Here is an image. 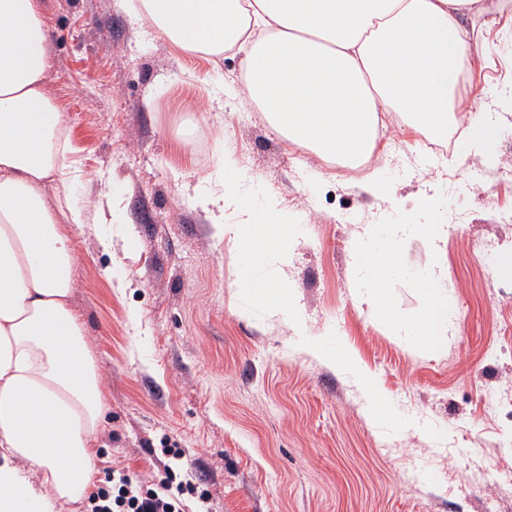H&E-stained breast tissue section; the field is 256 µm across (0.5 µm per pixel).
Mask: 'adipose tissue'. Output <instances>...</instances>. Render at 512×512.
Listing matches in <instances>:
<instances>
[{
  "label": "adipose tissue",
  "mask_w": 512,
  "mask_h": 512,
  "mask_svg": "<svg viewBox=\"0 0 512 512\" xmlns=\"http://www.w3.org/2000/svg\"><path fill=\"white\" fill-rule=\"evenodd\" d=\"M127 11L179 46L244 50L246 80L229 97L256 106L289 142L345 166L371 157L387 112L447 140L477 38L471 21L490 16L512 38V10L490 15L486 0H129ZM50 40L41 0H0V512H52L55 502L87 498L106 413L71 305L75 231L86 215L59 203L75 176L59 147L65 120L48 87ZM470 93L483 106L470 114L463 146L495 162V104L512 102V76ZM246 180L224 154L200 205L239 253L245 297L292 327L296 295L255 266L263 254L287 265L296 217L274 199L254 207ZM229 209L244 222L225 223ZM352 264L379 319L407 327L425 349L447 343L446 282L433 279L406 323L390 307L382 248L356 240Z\"/></svg>",
  "instance_id": "obj_1"
}]
</instances>
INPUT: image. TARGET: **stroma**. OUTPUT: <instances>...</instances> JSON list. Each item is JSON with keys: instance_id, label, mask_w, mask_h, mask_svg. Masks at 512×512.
Here are the masks:
<instances>
[{"instance_id": "35a3bbf8", "label": "stroma", "mask_w": 512, "mask_h": 512, "mask_svg": "<svg viewBox=\"0 0 512 512\" xmlns=\"http://www.w3.org/2000/svg\"><path fill=\"white\" fill-rule=\"evenodd\" d=\"M42 2L68 156L84 173L67 201L104 204L77 238L71 297L103 380L100 470L147 478L156 450L182 449L208 512H512V412L483 402L512 391V111L497 165L470 153L440 169L445 231L430 247L390 231L422 210L424 132L388 115L369 165L320 160L223 99L244 79L237 50L184 49L118 0ZM478 51L496 65L474 64L459 95L512 75V43L490 36ZM225 153L256 201L296 217L291 262L264 256L258 271L292 288L297 328L240 294L235 248L191 204ZM377 168L397 208L361 191ZM373 224L396 259L401 319L432 276L447 282L445 347L417 350L372 313L351 254ZM317 342L349 364L309 352ZM369 382L387 400L381 427Z\"/></svg>"}]
</instances>
